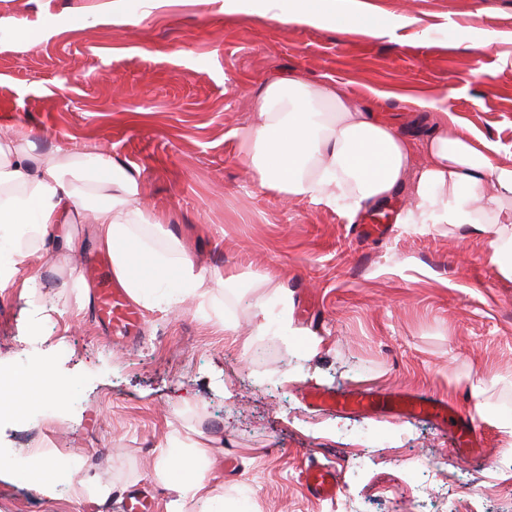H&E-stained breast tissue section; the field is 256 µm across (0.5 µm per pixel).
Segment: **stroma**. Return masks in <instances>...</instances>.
<instances>
[{
	"label": "stroma",
	"mask_w": 512,
	"mask_h": 512,
	"mask_svg": "<svg viewBox=\"0 0 512 512\" xmlns=\"http://www.w3.org/2000/svg\"><path fill=\"white\" fill-rule=\"evenodd\" d=\"M367 2L384 20L420 23L374 39L216 0H167L145 17L139 0L118 12L104 0H0V142L110 152L139 172L151 213L190 256L233 279L215 305L188 298L144 313L123 345L62 293L68 270L0 289V369L38 358L73 389L65 407L0 420V512H125L133 493L163 512L154 467L173 434L205 451V476L225 497L246 490L254 512H336L340 500L359 512H512V437L498 424L512 421V282L488 264L486 237L396 223L395 198L369 209L388 232L366 236L324 205L260 187L232 135L260 86L291 70L340 81L364 104L382 92L379 117L417 139L432 127L417 100L443 99L512 153V0ZM492 30L502 42L476 52ZM278 288L299 335L255 332L256 303ZM364 386L446 399L481 427L478 452L452 461L449 421L306 399ZM33 427L41 447L115 484L111 500L78 504L66 488L20 483L13 470ZM311 460L336 467L335 499L304 487Z\"/></svg>",
	"instance_id": "35a3bbf8"
}]
</instances>
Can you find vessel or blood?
Instances as JSON below:
<instances>
[{"label":"vessel or blood","instance_id":"1","mask_svg":"<svg viewBox=\"0 0 512 512\" xmlns=\"http://www.w3.org/2000/svg\"><path fill=\"white\" fill-rule=\"evenodd\" d=\"M84 273L93 281V301L102 322L124 330L128 337H135L139 325V311L126 297L123 289L112 280L106 255L92 253L84 262ZM315 405L352 412H374L385 408L408 418L439 417L449 413L447 400L422 394L400 391L381 393L373 389L354 390L345 394L313 392ZM307 490L321 499L335 498L339 488L335 467L308 463L302 471Z\"/></svg>","mask_w":512,"mask_h":512}]
</instances>
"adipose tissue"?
<instances>
[{
    "instance_id": "ef3b65f1",
    "label": "adipose tissue",
    "mask_w": 512,
    "mask_h": 512,
    "mask_svg": "<svg viewBox=\"0 0 512 512\" xmlns=\"http://www.w3.org/2000/svg\"><path fill=\"white\" fill-rule=\"evenodd\" d=\"M247 5L253 12L284 23L320 27L331 21L374 37H395L416 24L405 15L377 20L363 0H295L282 11L281 0H223V9ZM435 122L422 140L396 131L372 107L354 103L334 82L312 85L294 74L267 80L255 96L248 126L234 130L241 159L262 187L301 196L347 218L378 201L408 192L397 214L401 224L459 227L470 225L488 239L487 261L512 281V157L498 147L449 125V112L420 101ZM93 210V237L112 265V278L131 302L150 312L171 310L184 299L206 298L223 288L220 270L199 265L160 222L150 218L137 177L96 151H69L56 160L37 155L26 139L0 143V285L15 283L21 272L43 275L36 266L46 249L56 263L69 266L80 248L73 227L84 210ZM47 366L30 362L14 377L7 397L10 410L25 417L36 404L66 406L65 384L46 385ZM81 464L45 455L27 458L23 472L37 489L70 486L75 501L106 503L111 485L93 478L74 480ZM207 461L190 444L170 436L156 463V475L172 497L165 512H247L244 500L214 492L204 477Z\"/></svg>"
}]
</instances>
